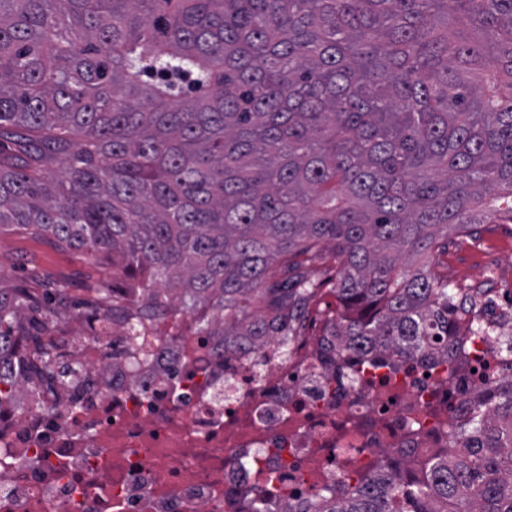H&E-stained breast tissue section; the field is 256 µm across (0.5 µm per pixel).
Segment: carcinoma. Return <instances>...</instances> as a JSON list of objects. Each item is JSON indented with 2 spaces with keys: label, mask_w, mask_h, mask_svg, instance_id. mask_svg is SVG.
Returning a JSON list of instances; mask_svg holds the SVG:
<instances>
[{
  "label": "carcinoma",
  "mask_w": 512,
  "mask_h": 512,
  "mask_svg": "<svg viewBox=\"0 0 512 512\" xmlns=\"http://www.w3.org/2000/svg\"><path fill=\"white\" fill-rule=\"evenodd\" d=\"M511 223L512 0H0V229L111 252L201 334L293 332L311 255L338 353L460 367L475 297L430 257ZM40 301L0 288V367ZM322 512H512V382ZM299 262H301V266L296 269H281L280 271V277H283L285 279L293 280L294 277L299 272H304L307 279L315 284H322L324 285L321 288H330L331 286L327 283H325L331 276V272L328 271V268L326 264L318 259H310L309 255H303L297 259Z\"/></svg>",
  "instance_id": "cac0c4a2"
}]
</instances>
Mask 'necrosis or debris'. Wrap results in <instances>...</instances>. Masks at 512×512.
<instances>
[{"label": "necrosis or debris", "instance_id": "necrosis-or-debris-1", "mask_svg": "<svg viewBox=\"0 0 512 512\" xmlns=\"http://www.w3.org/2000/svg\"><path fill=\"white\" fill-rule=\"evenodd\" d=\"M46 341L53 384L0 376V512H317L401 450L432 455L448 421L512 379L506 335L472 328L459 372L414 357L359 370L325 335L327 309L295 336L248 350L189 327L200 313L135 314L136 290Z\"/></svg>", "mask_w": 512, "mask_h": 512}]
</instances>
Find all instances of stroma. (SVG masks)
Wrapping results in <instances>:
<instances>
[{
  "instance_id": "stroma-1",
  "label": "stroma",
  "mask_w": 512,
  "mask_h": 512,
  "mask_svg": "<svg viewBox=\"0 0 512 512\" xmlns=\"http://www.w3.org/2000/svg\"><path fill=\"white\" fill-rule=\"evenodd\" d=\"M434 270L451 291H492L497 303L512 298V227L485 224L478 239L452 235L434 257ZM128 279L116 274L111 255L91 259L85 250L58 245L52 238L19 228L0 230V287L48 294L39 311L25 312L15 335L73 325L118 300Z\"/></svg>"
}]
</instances>
